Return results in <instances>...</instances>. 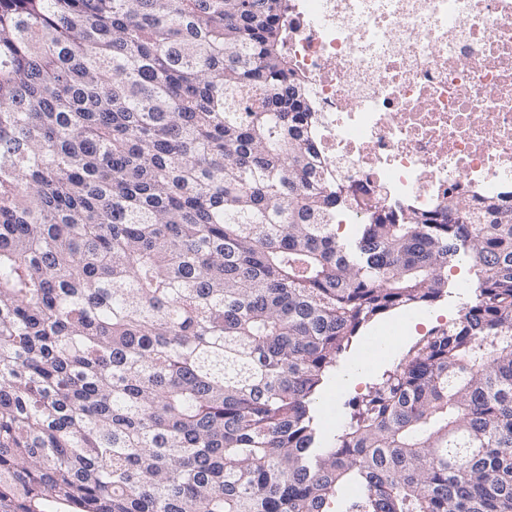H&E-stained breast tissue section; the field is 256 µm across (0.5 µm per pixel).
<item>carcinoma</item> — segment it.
<instances>
[{"instance_id":"1","label":"carcinoma","mask_w":512,"mask_h":512,"mask_svg":"<svg viewBox=\"0 0 512 512\" xmlns=\"http://www.w3.org/2000/svg\"><path fill=\"white\" fill-rule=\"evenodd\" d=\"M287 35L288 0H0V512H512V190L359 203ZM462 262L322 445L336 359Z\"/></svg>"}]
</instances>
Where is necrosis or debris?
I'll use <instances>...</instances> for the list:
<instances>
[{
	"instance_id": "obj_1",
	"label": "necrosis or debris",
	"mask_w": 512,
	"mask_h": 512,
	"mask_svg": "<svg viewBox=\"0 0 512 512\" xmlns=\"http://www.w3.org/2000/svg\"><path fill=\"white\" fill-rule=\"evenodd\" d=\"M326 177L433 208L512 185V0H290Z\"/></svg>"
}]
</instances>
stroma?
<instances>
[{
  "label": "stroma",
  "instance_id": "35a3bbf8",
  "mask_svg": "<svg viewBox=\"0 0 512 512\" xmlns=\"http://www.w3.org/2000/svg\"><path fill=\"white\" fill-rule=\"evenodd\" d=\"M473 280L474 271L469 265L454 267L448 272L447 294L424 307V320L413 325L409 322L410 311H395L376 318L360 330L350 349L338 359L330 371L316 400V417L325 440H333L337 429L344 423L349 401L365 393L383 371L398 364L407 350L431 329L458 320L472 297L469 284ZM388 335L394 339L391 349L383 357L380 366L370 371L364 382L353 387L337 385V377L367 354L372 337Z\"/></svg>",
  "mask_w": 512,
  "mask_h": 512
}]
</instances>
